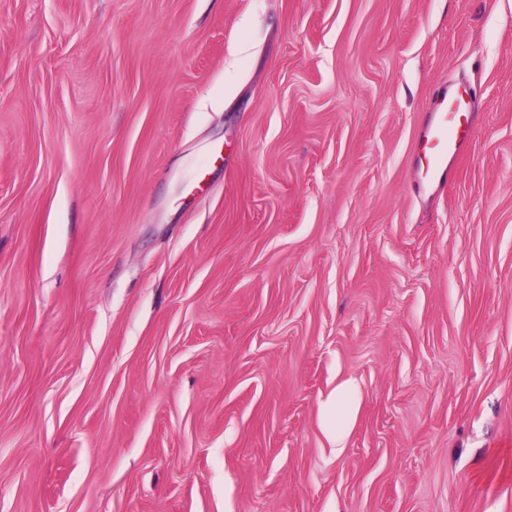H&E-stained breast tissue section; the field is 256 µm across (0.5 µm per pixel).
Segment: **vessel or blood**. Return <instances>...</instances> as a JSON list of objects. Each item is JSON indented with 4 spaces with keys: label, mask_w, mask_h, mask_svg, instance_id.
I'll use <instances>...</instances> for the list:
<instances>
[{
    "label": "vessel or blood",
    "mask_w": 512,
    "mask_h": 512,
    "mask_svg": "<svg viewBox=\"0 0 512 512\" xmlns=\"http://www.w3.org/2000/svg\"><path fill=\"white\" fill-rule=\"evenodd\" d=\"M476 103L467 87L456 86L438 96L418 134L414 161L425 171L421 190L445 187L470 139L469 118Z\"/></svg>",
    "instance_id": "obj_1"
}]
</instances>
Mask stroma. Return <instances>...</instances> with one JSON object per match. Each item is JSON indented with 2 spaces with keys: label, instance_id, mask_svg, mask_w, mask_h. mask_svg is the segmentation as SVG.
Masks as SVG:
<instances>
[{
  "label": "stroma",
  "instance_id": "obj_1",
  "mask_svg": "<svg viewBox=\"0 0 512 512\" xmlns=\"http://www.w3.org/2000/svg\"><path fill=\"white\" fill-rule=\"evenodd\" d=\"M0 512H512V0H0ZM476 103L466 86L438 96L418 134L414 162L425 169L423 191L444 188L457 163L465 155L470 139L469 118Z\"/></svg>",
  "mask_w": 512,
  "mask_h": 512
}]
</instances>
